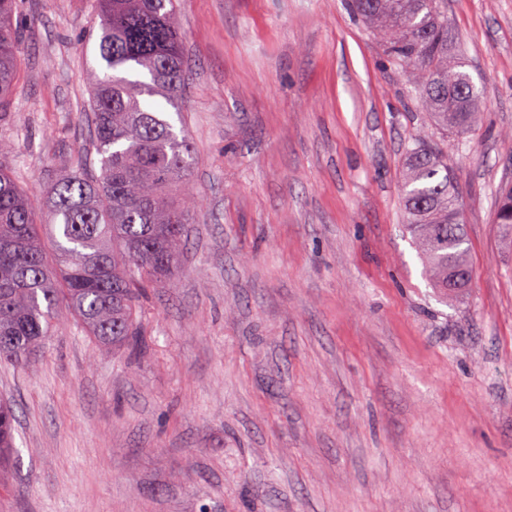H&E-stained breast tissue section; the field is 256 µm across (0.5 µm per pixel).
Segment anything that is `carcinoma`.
Here are the masks:
<instances>
[{
    "mask_svg": "<svg viewBox=\"0 0 512 512\" xmlns=\"http://www.w3.org/2000/svg\"><path fill=\"white\" fill-rule=\"evenodd\" d=\"M21 0H0V123L12 109L21 68ZM446 0H354L409 74L431 125L445 133L477 126L482 89L450 56ZM102 74L89 73L93 148L100 175L72 171L48 191L36 220L0 142V361L30 362L54 326L72 317L102 346L128 345L136 285L170 281L195 201L183 197L192 171L184 131L162 104L179 107L186 60L175 0H93ZM412 244L433 287L449 297L471 274L462 204L442 148L420 132L407 149L401 185ZM495 223L512 241V181L495 194ZM15 413L0 406V459L15 442Z\"/></svg>",
    "mask_w": 512,
    "mask_h": 512,
    "instance_id": "carcinoma-1",
    "label": "carcinoma"
}]
</instances>
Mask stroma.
<instances>
[{"instance_id": "stroma-1", "label": "stroma", "mask_w": 512, "mask_h": 512, "mask_svg": "<svg viewBox=\"0 0 512 512\" xmlns=\"http://www.w3.org/2000/svg\"><path fill=\"white\" fill-rule=\"evenodd\" d=\"M191 191L175 280L133 344L77 321L0 365L17 415L0 512H512V0H448L484 92L443 135L472 283L437 295L403 227L404 153L427 116L349 0H178ZM0 139L36 216L99 172L90 0H22ZM495 200V224H499L501 237L510 245L512 241V181L499 185Z\"/></svg>"}]
</instances>
